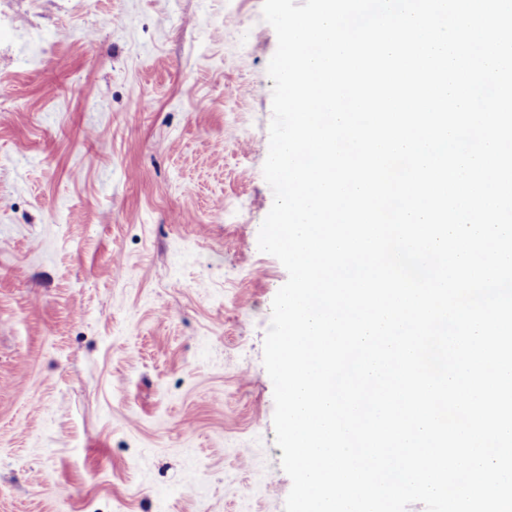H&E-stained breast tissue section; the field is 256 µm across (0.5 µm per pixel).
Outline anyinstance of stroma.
Listing matches in <instances>:
<instances>
[{
  "mask_svg": "<svg viewBox=\"0 0 512 512\" xmlns=\"http://www.w3.org/2000/svg\"><path fill=\"white\" fill-rule=\"evenodd\" d=\"M262 3L0 0V512H284Z\"/></svg>",
  "mask_w": 512,
  "mask_h": 512,
  "instance_id": "obj_1",
  "label": "stroma"
}]
</instances>
